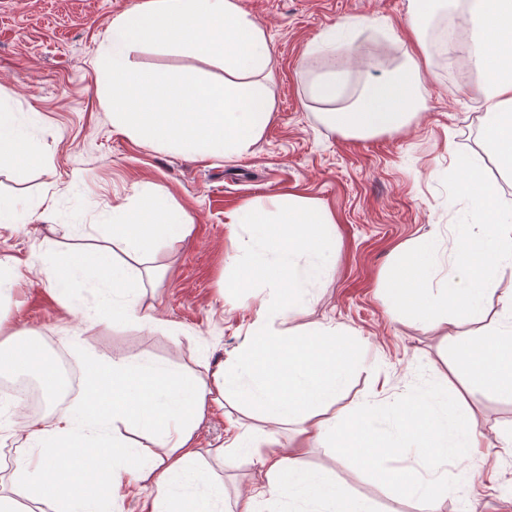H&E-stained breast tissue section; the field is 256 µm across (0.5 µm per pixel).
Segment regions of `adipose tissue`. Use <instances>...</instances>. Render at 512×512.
Instances as JSON below:
<instances>
[{
    "label": "adipose tissue",
    "instance_id": "1",
    "mask_svg": "<svg viewBox=\"0 0 512 512\" xmlns=\"http://www.w3.org/2000/svg\"><path fill=\"white\" fill-rule=\"evenodd\" d=\"M460 10L471 43L462 51L479 80L484 109L481 149L512 178V0H409L408 36L417 46L392 73L366 78L357 97L339 105L345 84L337 72L321 75L311 89L325 103V123L342 133L370 136L407 127L425 108L422 69L429 63L424 28L442 7ZM154 44L171 52L194 51L222 61L223 85L194 71L169 77L137 70L131 55ZM96 69L112 82V125L158 150L193 159H233L250 153L272 120L268 83L272 53L263 30L236 0H147L117 17L112 37L97 55ZM0 157L43 164L29 147L27 123L0 113ZM232 232L246 237L244 256H230L220 288L264 286L278 297L255 313L249 338L220 362L210 380L176 372L148 355L93 358L84 366L78 397L52 419L25 428L29 453L16 469L23 496L36 512H105L98 494L86 493L75 470L120 499L128 484L144 490L141 512H372L343 484L306 472L301 459L319 444L351 451L375 465L378 480L401 498L419 497L424 512L442 502L422 470L438 472L448 460L478 454L485 436L454 393L421 389L402 402L363 401L344 433L324 407L358 363L335 329L314 326L288 333L291 301L309 295L333 266L336 219L317 200L288 194L271 205H248L229 216ZM191 220L150 191L133 211L118 209L107 246L84 253L57 245L46 276L58 295L84 286L99 299L101 317L153 323L150 313L129 307L144 277L161 280L151 266L156 248L184 240ZM232 398L266 423H296L286 451H275L271 432L239 429L226 441V457L247 452L259 466L254 490L224 500L223 481L192 448L204 414ZM147 432L155 448L144 456L136 438ZM405 458L403 466L388 464Z\"/></svg>",
    "mask_w": 512,
    "mask_h": 512
}]
</instances>
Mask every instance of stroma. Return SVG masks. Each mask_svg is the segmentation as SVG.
Here are the masks:
<instances>
[{
	"label": "stroma",
	"instance_id": "1",
	"mask_svg": "<svg viewBox=\"0 0 512 512\" xmlns=\"http://www.w3.org/2000/svg\"><path fill=\"white\" fill-rule=\"evenodd\" d=\"M143 2L0 0V109L38 114L31 142L51 162L46 169L0 162V195L22 200L52 184L54 214L50 222L0 224V258L16 259L24 272L0 297V342L14 334L23 342L47 336L79 369L90 357L146 354L208 378L247 341L255 310L271 297L266 288H219L232 249L227 213L280 195L312 198L336 218L335 263L288 324L321 323L355 341L361 366L333 413L345 423L364 400H401L423 385L455 387L491 446L448 462L440 488L446 512H512V398L472 386L449 357L444 330L400 317L384 288L403 246L436 241L443 261L454 250V223L465 205L450 202L442 186L449 149L471 155L498 194L512 199V180L479 146L478 75L433 36L439 23L458 27L461 18L443 11L426 26L425 111L401 130L348 138L323 121L311 86L332 68L348 71L355 89L368 75L399 67L410 49L401 39L409 0H237L273 48L274 117L252 153L232 161L191 160L115 132L110 90L93 65L113 20ZM365 17L375 26H361ZM132 59L158 76L199 70L218 83L224 78L221 61L190 52L147 45ZM142 190L183 208L192 231L175 245H160L151 258L165 277L143 289L140 304L155 324H90L95 292L82 291L81 307L71 309L49 288L44 268L51 245L105 246L113 209L133 207ZM248 421L244 408L228 402L206 414L193 438L231 499L252 490L258 467L222 463L216 450ZM303 466L343 480L374 512H420L343 449H310Z\"/></svg>",
	"mask_w": 512,
	"mask_h": 512
}]
</instances>
